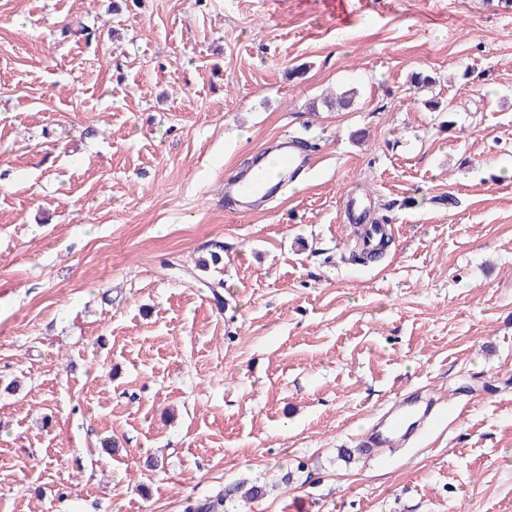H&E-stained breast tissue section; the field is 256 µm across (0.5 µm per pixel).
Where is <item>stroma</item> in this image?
I'll return each mask as SVG.
<instances>
[{"label": "stroma", "mask_w": 512, "mask_h": 512, "mask_svg": "<svg viewBox=\"0 0 512 512\" xmlns=\"http://www.w3.org/2000/svg\"><path fill=\"white\" fill-rule=\"evenodd\" d=\"M287 135L301 188L231 213ZM508 166L512 0H0V512H512ZM269 179L265 170L260 173L255 171L250 178H248V172H245L235 181L227 184L225 196L234 200L236 210L240 214L247 213L251 209V204L256 200L252 198L254 186L266 183ZM413 421L407 424L408 417ZM439 418L434 401L419 392H406L397 401V407L371 423L370 431L358 444V450L368 455H379L384 448L411 444ZM239 485L224 488V493H218L206 499L187 497L183 502V512H224L225 502L239 491Z\"/></svg>", "instance_id": "obj_1"}]
</instances>
